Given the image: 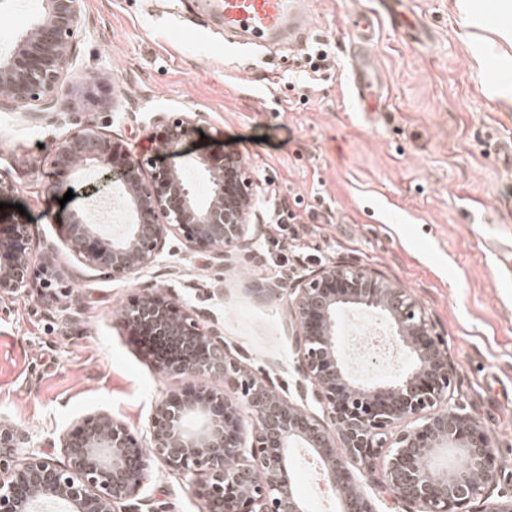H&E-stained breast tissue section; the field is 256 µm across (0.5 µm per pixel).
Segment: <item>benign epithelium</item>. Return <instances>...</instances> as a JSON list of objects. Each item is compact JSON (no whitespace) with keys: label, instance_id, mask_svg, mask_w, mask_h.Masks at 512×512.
Listing matches in <instances>:
<instances>
[{"label":"benign epithelium","instance_id":"benign-epithelium-1","mask_svg":"<svg viewBox=\"0 0 512 512\" xmlns=\"http://www.w3.org/2000/svg\"><path fill=\"white\" fill-rule=\"evenodd\" d=\"M84 0H43V11L12 48L0 53V87L18 107L49 102L72 60ZM204 122L201 112L157 113L152 134L164 153H176ZM88 168L119 199L127 223L107 230L85 213L61 227L62 240L80 260L113 280L133 279L161 257L169 237L210 253L215 266L234 263L233 250L251 241L261 222L258 184L239 156L224 149L194 161L206 187L199 195L179 169L133 154L124 142L94 126H81L54 148L47 189L63 195L73 175ZM30 225L20 219L0 233V296L24 298L61 277L51 258L35 275ZM304 379L330 414L334 430L271 391L224 347L216 321L205 325L194 310L146 291L123 307L120 323L163 346L152 356L158 371L176 376H220L240 392L251 429L238 406L212 389L168 393L154 407L145 449L120 421L105 413L85 417L61 439L66 462L36 449L25 431L0 420V512H140L133 503L152 459L205 479L197 493L209 512H304L286 466L292 448L319 461L343 512H376L351 480L347 461L371 469L387 457L389 491L419 512H471L495 483L488 435L450 404L447 358L417 303L375 272L347 264L322 266L288 289ZM375 314L410 365L388 382L370 386L355 378L339 338L346 311ZM396 427L386 439L384 431ZM249 433L250 444L243 443ZM341 447L345 456L337 454ZM23 449L22 461L11 451ZM450 466L437 464L446 454ZM259 461L254 466L248 458Z\"/></svg>","mask_w":512,"mask_h":512}]
</instances>
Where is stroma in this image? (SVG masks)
I'll return each instance as SVG.
<instances>
[{"label":"stroma","mask_w":512,"mask_h":512,"mask_svg":"<svg viewBox=\"0 0 512 512\" xmlns=\"http://www.w3.org/2000/svg\"><path fill=\"white\" fill-rule=\"evenodd\" d=\"M407 0L430 39L414 42L388 17L363 39L357 17L376 0H316L308 41L240 47L200 0H85L73 63L47 104L22 109L0 96V171L16 184L9 223L25 208L34 262L52 254L64 273L54 293L0 297V418L26 431L54 461L59 437L82 417L111 413L141 442L155 404L191 386L156 370L119 322L125 304L160 291L217 317L230 355L271 390L322 423L330 417L305 383L288 290L322 265L377 271L417 302L451 366L453 404L495 449L493 501L512 498V167L496 141H512V46L495 35L494 0ZM41 0H0V52L9 51ZM332 38L328 80L303 87L311 44ZM359 44L381 77L376 113L350 89V47ZM482 47L485 79L475 60ZM159 112H202L200 136L156 154L149 120ZM93 125L122 137L139 156L192 171L197 156L236 152L295 221L264 229L226 270L208 254L171 241L133 280H109L63 244L70 213L88 210L92 175L76 179L66 204L45 188L53 148ZM280 289L264 294L269 262ZM315 458L294 448L288 469L307 512H321ZM349 471L377 512H415L385 489L386 461ZM201 480L152 461L139 496L156 512H206Z\"/></svg>","instance_id":"35a3bbf8"}]
</instances>
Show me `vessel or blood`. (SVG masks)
Returning <instances> with one entry per match:
<instances>
[{
  "label": "vessel or blood",
  "instance_id": "vessel-or-blood-1",
  "mask_svg": "<svg viewBox=\"0 0 512 512\" xmlns=\"http://www.w3.org/2000/svg\"><path fill=\"white\" fill-rule=\"evenodd\" d=\"M313 5L314 0H208L207 7L225 35L261 43L309 35ZM352 82L355 97L368 111H376L378 78L368 63L354 66Z\"/></svg>",
  "mask_w": 512,
  "mask_h": 512
}]
</instances>
